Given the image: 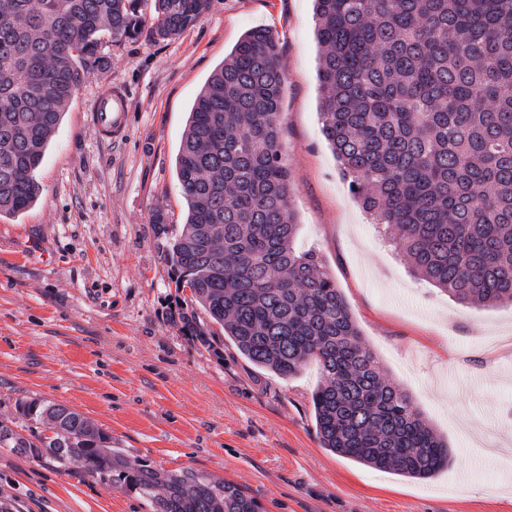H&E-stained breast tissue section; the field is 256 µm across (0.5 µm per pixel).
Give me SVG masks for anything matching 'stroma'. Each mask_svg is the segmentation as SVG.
Returning <instances> with one entry per match:
<instances>
[{
	"label": "stroma",
	"mask_w": 512,
	"mask_h": 512,
	"mask_svg": "<svg viewBox=\"0 0 512 512\" xmlns=\"http://www.w3.org/2000/svg\"><path fill=\"white\" fill-rule=\"evenodd\" d=\"M313 0H210L180 37L104 38L48 145L31 208L0 213V412L34 398L92 420L131 462L231 482L262 512H512V306L475 308L409 273L372 223L322 133ZM280 36L279 122L298 250L335 280L385 377L448 442L429 480L322 448L316 362L292 378L242 357L206 323L167 261L185 221L176 157L211 73L250 29ZM126 96V130H93L104 88ZM162 210L166 232L154 228ZM10 512H150L139 492L49 453L0 448Z\"/></svg>",
	"instance_id": "obj_1"
}]
</instances>
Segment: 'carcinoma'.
Returning <instances> with one entry per match:
<instances>
[{
	"instance_id": "obj_1",
	"label": "carcinoma",
	"mask_w": 512,
	"mask_h": 512,
	"mask_svg": "<svg viewBox=\"0 0 512 512\" xmlns=\"http://www.w3.org/2000/svg\"><path fill=\"white\" fill-rule=\"evenodd\" d=\"M210 0H153L172 40ZM139 0H0V212L28 209L65 107L104 65L102 37L140 35ZM322 131L351 194L411 271L465 304H512V0H314ZM277 32H247L198 94L176 159L187 205L168 261L238 351L281 377L314 360L322 447L430 479L448 444L386 382L335 281L299 252L279 111ZM32 441L0 414V447L47 451L139 490L153 512H260L230 482L132 465L87 417L20 402Z\"/></svg>"
}]
</instances>
